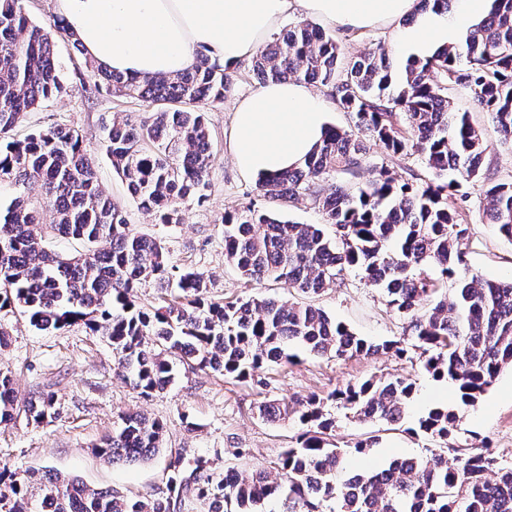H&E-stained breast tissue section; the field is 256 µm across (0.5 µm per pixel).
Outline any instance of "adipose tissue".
Returning a JSON list of instances; mask_svg holds the SVG:
<instances>
[{
    "mask_svg": "<svg viewBox=\"0 0 512 512\" xmlns=\"http://www.w3.org/2000/svg\"><path fill=\"white\" fill-rule=\"evenodd\" d=\"M415 0H57L56 11L104 70L137 76L191 70L198 55L236 66L291 14L347 34L393 26L395 44L426 49L453 42L485 11L486 0H454L448 12L415 14ZM328 103L306 84L270 81L234 106L228 149L256 179L297 166L320 142Z\"/></svg>",
    "mask_w": 512,
    "mask_h": 512,
    "instance_id": "1",
    "label": "adipose tissue"
}]
</instances>
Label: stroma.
Masks as SVG:
<instances>
[{
	"label": "stroma",
	"mask_w": 512,
	"mask_h": 512,
	"mask_svg": "<svg viewBox=\"0 0 512 512\" xmlns=\"http://www.w3.org/2000/svg\"><path fill=\"white\" fill-rule=\"evenodd\" d=\"M63 89L58 97L26 114L14 129V138L68 120L80 129L86 148L95 155L98 184L106 196L118 203L135 231L162 239L171 265L202 273L212 298L233 301L251 295L272 297L287 303L297 301L296 293L268 279L247 283L224 257L225 212L248 205L265 207L254 180L243 177L227 150V134L238 99L260 88L251 73L250 61L236 67V80L223 104L206 111L212 140L207 200L190 206L179 224H157L130 196L125 182L115 173L105 154L101 127L112 113L128 114L132 121L148 117L138 102L104 93H88V78L81 57L70 47H57ZM455 109L469 113L484 134L490 151L485 162L488 179L512 178V149L500 146L487 113L479 111L468 88L456 85L448 90ZM386 166L404 181L420 183L430 172L421 156L391 157L371 146L360 172V183ZM466 241L468 273L481 279L512 281V241L502 237L484 212L480 185L468 186ZM311 304L345 323L355 334L372 342L399 340L404 321L386 303L380 288L355 270L336 286L311 297ZM0 329L7 331L8 344L0 348V368L10 370L19 399L54 393L60 415L52 423L34 424L17 416L0 424V465L23 474L50 469L78 477L88 487L113 489L135 499H150L166 493L164 469L171 451L186 449L188 457L205 459L212 472L229 469L247 475L268 468L289 446L295 444L304 427L298 419L271 422L260 418L258 406L269 400L288 402L311 395L325 398V410L335 420L329 443L347 451L345 467L357 470L380 467L400 456H425L439 452L440 445L423 434L412 433L418 417L437 404H451L455 393L450 384L426 373L417 350L405 358L394 353L372 356L327 357L300 353L295 364L265 366L244 382L225 377L211 369H189L176 365L174 382L164 392L143 397L119 376L116 357L107 339L88 332L83 325L45 333L32 327L19 310L0 309ZM407 377L415 390L402 423L381 430L379 423H362L348 418L345 410L328 396L335 389L370 377ZM137 411L164 426L160 452L141 465H113L95 454V449L119 427L122 413ZM379 441L369 455L351 453L354 442L371 434ZM489 442L499 465L512 467V369H504L479 402L468 407L448 438L449 445L480 446Z\"/></svg>",
	"instance_id": "1"
}]
</instances>
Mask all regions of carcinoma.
<instances>
[{"instance_id":"obj_1","label":"carcinoma","mask_w":512,"mask_h":512,"mask_svg":"<svg viewBox=\"0 0 512 512\" xmlns=\"http://www.w3.org/2000/svg\"><path fill=\"white\" fill-rule=\"evenodd\" d=\"M449 0H416L413 15L448 10ZM490 10L457 42L426 57L409 56L392 71L379 48L344 55L323 28L301 20L253 57L263 82L295 80L325 87L352 127L327 128L321 145L293 169L258 178L266 200L315 199L325 223L299 224L252 205L224 213V255L248 282L273 279L299 294H319L354 268L382 288L389 308L407 320L424 370L451 383L457 402L430 409L411 432L442 444L462 409L475 405L499 374L512 368V282L468 278L463 250L468 235L462 187L484 179L489 145L469 114L454 109L448 86L469 88L488 113L499 142L512 147V0H488ZM79 48L60 17L33 22L27 0H0V182L16 194L0 204V309L14 307L32 326L51 332L82 323L107 338L120 376L144 395L164 391L174 379L164 357L247 379L266 364L293 363L292 344L314 355L401 356L399 341L374 343L313 305L281 303L259 295L222 302L209 296L204 276L170 265L161 240L130 228L122 209L99 190L95 157L73 123H56L14 139L24 115L62 90L56 48ZM97 90L154 109L138 123L116 114L103 126L113 170L141 209L158 224L182 223V210L206 199L212 141L202 106L224 103L234 71L201 55L190 72L137 78L108 72L83 58ZM389 155H421L431 178L404 182L386 167L364 186L320 183L332 173L358 178L368 143ZM37 184L40 195L26 194ZM485 212L512 240V180L488 181ZM74 239L85 253L64 257L46 239ZM104 242L107 248L94 245ZM456 284L452 298L436 297L438 284ZM154 281L177 297L148 312L135 289ZM415 383L371 377L330 395L360 422L398 423ZM36 424L59 415L55 395L18 402L11 375L0 370V423L18 412ZM266 419L290 415L306 426L297 446L275 466L249 476L231 472L217 480L206 462L170 454L167 496L132 499L115 490L91 489L76 477L51 471L22 479L0 466V512H175L186 495L208 503V512H252L266 500L282 512H512V468L495 469L489 450L468 446L398 458L387 466L338 480L346 450L329 447L335 421L324 400L259 406ZM164 427L137 412L98 447L110 464L135 465L162 448ZM39 482L40 498L29 497Z\"/></svg>"}]
</instances>
